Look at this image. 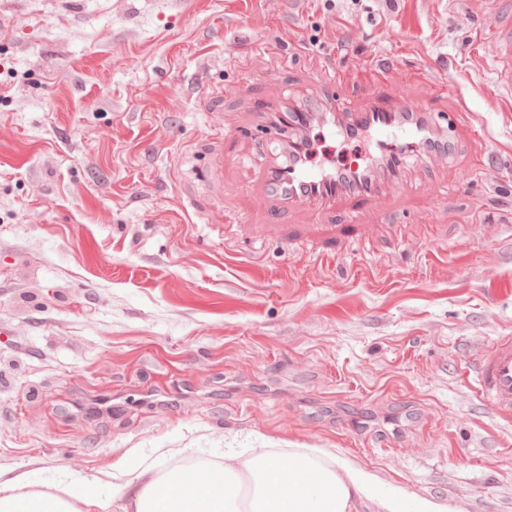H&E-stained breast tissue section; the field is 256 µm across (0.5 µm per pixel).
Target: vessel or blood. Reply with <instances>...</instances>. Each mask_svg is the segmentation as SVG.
Masks as SVG:
<instances>
[{
	"mask_svg": "<svg viewBox=\"0 0 512 512\" xmlns=\"http://www.w3.org/2000/svg\"><path fill=\"white\" fill-rule=\"evenodd\" d=\"M492 30L486 42L499 72L500 86L512 90V0H492ZM368 97L362 109L352 111L338 89L340 71L332 70L315 85L288 89L270 81L256 118L267 134L287 137L289 146L302 145L306 126L291 107V97L310 102L315 113L327 120L332 133L348 138L371 137L385 147L383 167L395 171L410 145L427 142L440 128L449 132L466 128L468 115L450 112L448 125H441L434 107L445 95L442 85L429 83L428 94L408 103L404 83L395 80L392 69L368 63L365 69ZM238 165L252 168L258 180L255 197L259 207L281 217L288 211L317 205L342 212L345 223L359 224L367 204L380 191L373 166L340 167L315 171L306 162L287 164L280 155L257 150L236 156ZM464 375L473 382L478 400L488 407L499 424L512 425V336H501L477 347L472 366Z\"/></svg>",
	"mask_w": 512,
	"mask_h": 512,
	"instance_id": "obj_1",
	"label": "vessel or blood"
}]
</instances>
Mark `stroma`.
Here are the masks:
<instances>
[{
  "label": "stroma",
  "instance_id": "35a3bbf8",
  "mask_svg": "<svg viewBox=\"0 0 512 512\" xmlns=\"http://www.w3.org/2000/svg\"><path fill=\"white\" fill-rule=\"evenodd\" d=\"M489 23L482 0H0V473L41 484L77 458L70 496L110 505L121 460L265 438L447 512H512V429L462 378L473 343L512 335V94L473 46ZM332 53L354 103L368 54L446 78L440 110L497 159L476 168L465 137L384 178L363 223L269 219L231 158L265 137L262 83Z\"/></svg>",
  "mask_w": 512,
  "mask_h": 512
}]
</instances>
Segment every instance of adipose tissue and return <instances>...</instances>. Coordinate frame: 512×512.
I'll list each match as a JSON object with an SVG mask.
<instances>
[{"instance_id": "1", "label": "adipose tissue", "mask_w": 512, "mask_h": 512, "mask_svg": "<svg viewBox=\"0 0 512 512\" xmlns=\"http://www.w3.org/2000/svg\"><path fill=\"white\" fill-rule=\"evenodd\" d=\"M187 467L154 469L129 458L113 474L125 492L121 512H446L419 500L408 504L397 492L377 491L372 474L328 448H256L224 451L215 463L196 465L204 482L186 479ZM94 498L69 499L63 487L28 489L23 476L0 475V512H105Z\"/></svg>"}]
</instances>
